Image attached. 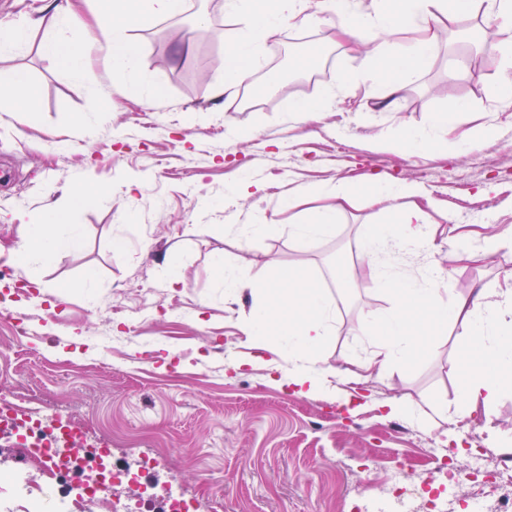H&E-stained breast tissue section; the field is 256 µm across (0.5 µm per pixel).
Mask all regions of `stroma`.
Wrapping results in <instances>:
<instances>
[{"mask_svg":"<svg viewBox=\"0 0 512 512\" xmlns=\"http://www.w3.org/2000/svg\"><path fill=\"white\" fill-rule=\"evenodd\" d=\"M190 10L148 20L131 35L140 46L139 79L150 98H127L111 85L102 63L75 81L42 49L43 31L0 59V69L27 74L38 89L35 121L11 111L0 93V250L41 223L49 206L62 224L82 229L79 248L25 276L0 259V287L29 286L13 295L26 314L33 342L18 345L0 321V390L33 389L67 403L95 431L112 435L113 456L136 468L145 453L160 463L152 481L173 490L224 501L223 512H357L366 490L387 496L394 455L412 461L415 476L439 487L463 455L449 456L448 439L485 447L496 437L491 462L512 460V394L504 395L490 428L459 437L450 421L436 429L388 417L386 403L405 399L457 405L450 367L463 352L453 335L439 337L434 357H420L380 379L341 381L353 358L368 347L360 333L365 313L389 308L376 269L362 256L358 228L381 221L379 207H346L335 236L303 250L289 225L312 217L330 198L322 187L344 178L387 173L421 183L441 207L429 211L442 245L431 260L449 272L456 291L496 288L512 261L502 254L472 264L444 244L459 231L512 225V103H496L501 59L494 47L505 31L480 29L483 49L471 53L453 37L473 11L437 30L434 54L406 83L391 109H381L365 83L352 85L339 107L295 120L287 101L319 100L340 72L358 60L336 40L332 22L283 27L265 43L261 79L280 73L284 49L300 39L324 48L328 70L293 71L285 89L255 94L250 105L215 97L227 57L222 32L236 29L224 0H191ZM205 24H197V16ZM492 135L479 151L453 156L449 147L477 126ZM430 133L428 153L392 151L391 136ZM111 190L109 200L76 202L74 175ZM307 192L283 206L289 188ZM272 225L252 241L225 233L228 224ZM223 255L229 269L273 283L276 272L297 266L321 280L336 312L323 365L334 376L317 396L288 384L292 365L278 329L247 341L242 326L255 297H227L211 266ZM173 267L182 284L168 287L159 271ZM347 277L336 282L333 267ZM93 281L96 304L83 285ZM124 302L131 316L113 321L110 359L102 357L98 327L105 311Z\"/></svg>","mask_w":512,"mask_h":512,"instance_id":"stroma-1","label":"stroma"}]
</instances>
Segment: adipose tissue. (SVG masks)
I'll use <instances>...</instances> for the list:
<instances>
[{"label": "adipose tissue", "instance_id": "obj_1", "mask_svg": "<svg viewBox=\"0 0 512 512\" xmlns=\"http://www.w3.org/2000/svg\"><path fill=\"white\" fill-rule=\"evenodd\" d=\"M466 5L467 0H317L319 13L349 40L359 63L354 70L340 74L336 87L321 99L289 104L290 114L305 120L330 109L356 82L369 84L377 103L390 107L430 54L434 30ZM180 6L181 0H99L90 19L84 20L78 16L74 0H44L37 16L16 25H0V55L14 54L26 43L30 30L40 29L46 34L44 54L58 60L72 79H83L98 59L112 83L137 100L143 93L135 77L140 51L131 32L143 17L169 16ZM224 6L236 17L238 27L224 35L228 64L223 81L214 89L218 97L251 84L263 65L265 42L274 31L287 22L306 24L312 19L308 0H225ZM324 193L335 199V206L288 227V236L298 247L307 249L319 239L333 236L345 205L361 195L373 204H390L384 223L361 226L363 256L374 258L387 249L426 256L434 251V231L426 213L415 204L424 195L420 187L370 175L357 184L336 181ZM59 222V211L48 208L42 223L30 225L23 241L8 252L9 263L25 270L51 263L61 249L77 247L81 242L79 226H71L67 237L61 238L55 233ZM212 266L224 278L226 295L236 296L247 286L261 298L244 327L245 334L253 338L281 322L293 363L289 384L303 396L319 392L334 370L318 364L333 316L317 280L299 267L280 271L277 292L270 298L266 284L245 272L225 275L223 255H215ZM379 286L390 295L391 305L381 315L362 322L360 332L372 349L357 370L349 372L350 381L382 377L393 367L408 364L418 353L431 351L433 337L451 333L466 347L453 366L460 379L458 415L479 407L491 411L503 395L512 392V342L501 334L502 327L512 325V273L507 274L503 287L483 288L469 296L457 294L451 278L436 268L418 279L384 273ZM443 294L448 297L444 307L438 304Z\"/></svg>", "mask_w": 512, "mask_h": 512}]
</instances>
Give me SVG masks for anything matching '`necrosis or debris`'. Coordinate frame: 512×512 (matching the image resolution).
<instances>
[{
	"instance_id": "4bbe7bcc",
	"label": "necrosis or debris",
	"mask_w": 512,
	"mask_h": 512,
	"mask_svg": "<svg viewBox=\"0 0 512 512\" xmlns=\"http://www.w3.org/2000/svg\"><path fill=\"white\" fill-rule=\"evenodd\" d=\"M9 435L13 452L29 479L0 471V512H144L145 497H162L164 512H206L197 496H161L146 476L158 458L145 455L136 471L115 469L112 442L92 435L87 424L64 406L28 391L0 396V436ZM484 452L468 457L460 482L473 484L469 512H512V466L498 468L492 491L477 486L487 469ZM143 485L144 498L114 499L116 481Z\"/></svg>"
}]
</instances>
